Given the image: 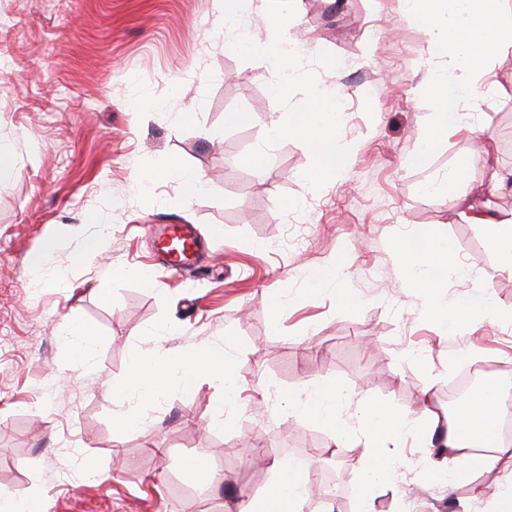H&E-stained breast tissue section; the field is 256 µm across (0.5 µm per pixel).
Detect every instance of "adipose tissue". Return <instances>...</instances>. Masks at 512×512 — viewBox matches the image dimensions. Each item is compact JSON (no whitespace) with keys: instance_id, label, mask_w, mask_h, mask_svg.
Returning a JSON list of instances; mask_svg holds the SVG:
<instances>
[{"instance_id":"1","label":"adipose tissue","mask_w":512,"mask_h":512,"mask_svg":"<svg viewBox=\"0 0 512 512\" xmlns=\"http://www.w3.org/2000/svg\"><path fill=\"white\" fill-rule=\"evenodd\" d=\"M406 10L429 31L437 52L452 56L458 69H481L484 61L496 52L505 38H512L497 0H406ZM437 110L433 127L423 134L424 142L468 126L467 112L484 102L482 85L466 84L454 74L438 73L432 84ZM485 227L492 247L500 258L501 270L512 272V220L482 211L474 218ZM398 255L409 274L411 287L433 291L449 264L454 251L447 241L429 229L403 238L397 245ZM433 318L461 327L484 325L512 327V308L498 305L487 288L468 292L463 300L439 303L430 299ZM178 375L183 389H194L200 376L206 375L224 385V403L236 406L242 382L234 360L219 351H173L156 346L148 356H135L128 378L119 383V391L138 390L160 395L170 375ZM339 390L335 381L321 383L312 392L291 398L293 413L314 418L330 434H345L360 446L363 479L352 501V512H371L374 489L386 486L394 477L389 465L394 458L391 445L404 436L415 437L420 446L439 445L444 450L440 461L426 470L428 480L454 488L477 484L485 474L495 471L502 477L498 492L484 506V512H512V441L503 438L500 422L512 416V399L499 390L486 387L474 394L469 404L455 415L441 418L439 413L394 412L384 407L369 408L355 423L341 420L336 409ZM310 468V460L271 459L272 481L262 491L247 496L237 505V512H301L309 491L308 483H295L296 466Z\"/></svg>"}]
</instances>
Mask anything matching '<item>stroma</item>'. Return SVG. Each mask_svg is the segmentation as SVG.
Wrapping results in <instances>:
<instances>
[{"mask_svg":"<svg viewBox=\"0 0 512 512\" xmlns=\"http://www.w3.org/2000/svg\"><path fill=\"white\" fill-rule=\"evenodd\" d=\"M294 3L296 41L339 61L315 72L341 101L351 159L319 190L303 178L310 149L294 139L264 168L242 167L286 111L268 88L272 65L233 51L221 0H0V144L14 155L0 180V495L38 498L42 512H234L270 477L244 465L262 448L311 454L313 486L351 512L359 449L292 414L290 397L335 381L342 416L355 419L376 405L417 410L428 391L446 398L464 360L512 377V329L445 328L396 254L399 239L435 229L458 258L441 293L489 285L512 307V273L467 210L481 203L512 219V44L487 59L492 83L469 128L415 166L435 121L432 78L456 72L453 57L434 53L404 0ZM237 111L254 122L225 126ZM165 161L201 172L205 190L186 201L175 180L144 181ZM94 211L109 217L91 226L105 252L83 262L72 229ZM151 224L195 225L205 247L172 273ZM49 238L52 288L26 275ZM341 251L344 275L329 279ZM110 269L126 277L106 298L96 284ZM74 321L101 338L91 364L75 353ZM158 343L228 353L237 406L207 377L190 392L170 377L157 400L113 397L133 353ZM131 409L144 422L120 431ZM201 451L207 478L182 466ZM393 455L376 512L408 499L416 512H471L500 481L492 472L445 493L425 481L432 449L405 438Z\"/></svg>","mask_w":512,"mask_h":512,"instance_id":"35a3bbf8","label":"stroma"}]
</instances>
